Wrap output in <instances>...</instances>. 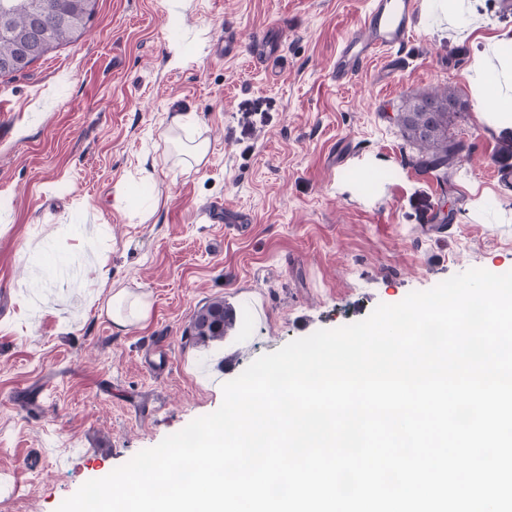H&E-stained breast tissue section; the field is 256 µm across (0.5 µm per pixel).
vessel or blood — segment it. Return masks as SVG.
Segmentation results:
<instances>
[{"mask_svg": "<svg viewBox=\"0 0 512 512\" xmlns=\"http://www.w3.org/2000/svg\"><path fill=\"white\" fill-rule=\"evenodd\" d=\"M417 11L416 0H373L362 33L349 37L336 55L337 80L356 74L380 53L385 56V66L399 65L400 52L410 37Z\"/></svg>", "mask_w": 512, "mask_h": 512, "instance_id": "obj_1", "label": "vessel or blood"}]
</instances>
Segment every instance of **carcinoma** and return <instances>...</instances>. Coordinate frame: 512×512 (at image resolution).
Here are the masks:
<instances>
[{
    "instance_id": "1",
    "label": "carcinoma",
    "mask_w": 512,
    "mask_h": 512,
    "mask_svg": "<svg viewBox=\"0 0 512 512\" xmlns=\"http://www.w3.org/2000/svg\"><path fill=\"white\" fill-rule=\"evenodd\" d=\"M82 20L78 28L69 30L58 27L53 30L49 40V50H54L63 43L81 33L92 20L96 11V0H83ZM453 98L458 102L457 111L467 108L466 101L454 89L444 86L435 91H423L408 96L395 116L405 138L418 149L417 165L425 170L448 169L460 150V145L448 137V124L452 113L444 106L426 117L422 112L423 103L428 100L445 102ZM236 318L233 310L224 304V299L216 298L200 309L191 318L187 329L190 340L196 345H208L224 340L226 332L233 328Z\"/></svg>"
}]
</instances>
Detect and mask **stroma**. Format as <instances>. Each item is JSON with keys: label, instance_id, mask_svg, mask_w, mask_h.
<instances>
[{"label": "stroma", "instance_id": "obj_1", "mask_svg": "<svg viewBox=\"0 0 512 512\" xmlns=\"http://www.w3.org/2000/svg\"><path fill=\"white\" fill-rule=\"evenodd\" d=\"M371 0H98L84 33L0 76V512H57L86 481L216 411L261 355L471 268L512 271V8L419 0L402 55L337 82L336 53ZM241 44L225 54V40ZM457 88L467 112L447 173L418 169L394 117ZM193 116L175 130L173 114ZM205 140L200 165L174 148ZM247 221L213 223L216 206ZM109 277L149 294L113 327ZM223 342L185 330L212 299ZM166 337L171 367L143 353ZM43 453L41 470L25 458Z\"/></svg>", "mask_w": 512, "mask_h": 512}]
</instances>
